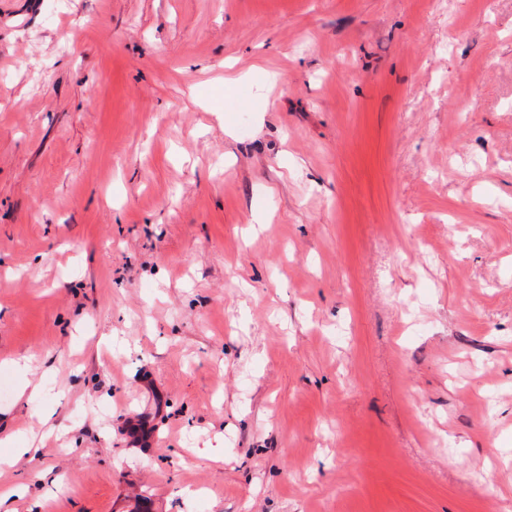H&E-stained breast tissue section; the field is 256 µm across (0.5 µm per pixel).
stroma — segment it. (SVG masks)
Returning <instances> with one entry per match:
<instances>
[{
  "instance_id": "stroma-1",
  "label": "stroma",
  "mask_w": 512,
  "mask_h": 512,
  "mask_svg": "<svg viewBox=\"0 0 512 512\" xmlns=\"http://www.w3.org/2000/svg\"><path fill=\"white\" fill-rule=\"evenodd\" d=\"M30 439L14 512H512V0H0Z\"/></svg>"
}]
</instances>
